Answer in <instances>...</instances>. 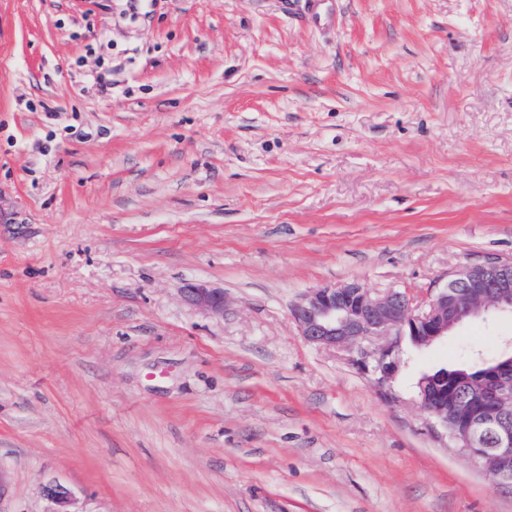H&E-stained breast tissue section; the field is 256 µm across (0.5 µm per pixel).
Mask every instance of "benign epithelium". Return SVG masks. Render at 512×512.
<instances>
[{
  "label": "benign epithelium",
  "mask_w": 512,
  "mask_h": 512,
  "mask_svg": "<svg viewBox=\"0 0 512 512\" xmlns=\"http://www.w3.org/2000/svg\"><path fill=\"white\" fill-rule=\"evenodd\" d=\"M182 297L191 306L224 315V290L220 288L190 284ZM501 312L512 313V261L463 266L421 304L397 289L372 292L350 283L311 290L291 309L300 335L330 348H359L373 336L391 333L427 347L471 319H487ZM397 368L395 346L388 345L378 352L372 371L383 383ZM457 395L458 385L446 372L428 374L420 382L421 406L433 424L447 430L496 483L512 485V370H495L462 402ZM45 494L56 505L53 512H72L69 491L49 485Z\"/></svg>",
  "instance_id": "obj_1"
}]
</instances>
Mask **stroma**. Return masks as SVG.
Instances as JSON below:
<instances>
[{
	"label": "stroma",
	"mask_w": 512,
	"mask_h": 512,
	"mask_svg": "<svg viewBox=\"0 0 512 512\" xmlns=\"http://www.w3.org/2000/svg\"><path fill=\"white\" fill-rule=\"evenodd\" d=\"M489 259L512 0H0V512H512L417 388L511 315L359 350L291 316ZM183 300L216 316L224 314V291L205 284H190L182 291ZM398 358L395 355V346L388 345L382 348L374 359L373 373L379 383L391 379L398 368Z\"/></svg>",
	"instance_id": "stroma-1"
}]
</instances>
